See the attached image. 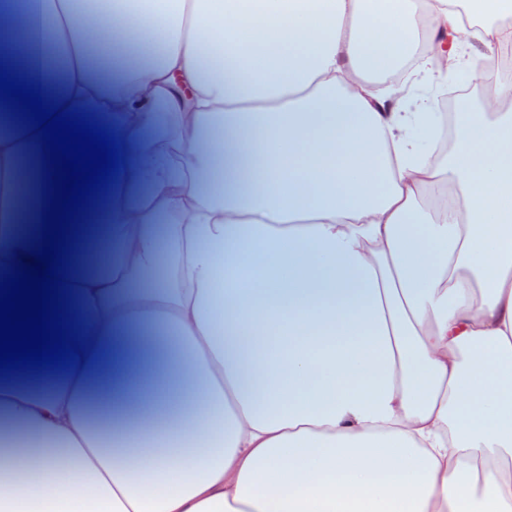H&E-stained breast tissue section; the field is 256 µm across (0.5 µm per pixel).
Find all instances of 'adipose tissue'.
Listing matches in <instances>:
<instances>
[{
  "label": "adipose tissue",
  "instance_id": "1",
  "mask_svg": "<svg viewBox=\"0 0 512 512\" xmlns=\"http://www.w3.org/2000/svg\"><path fill=\"white\" fill-rule=\"evenodd\" d=\"M24 63L126 145L74 292L97 359L0 379V512H512V111L370 84L416 18L512 0H0ZM193 110L191 177L147 149ZM31 132L0 127V263ZM455 183L464 217L420 199Z\"/></svg>",
  "mask_w": 512,
  "mask_h": 512
}]
</instances>
